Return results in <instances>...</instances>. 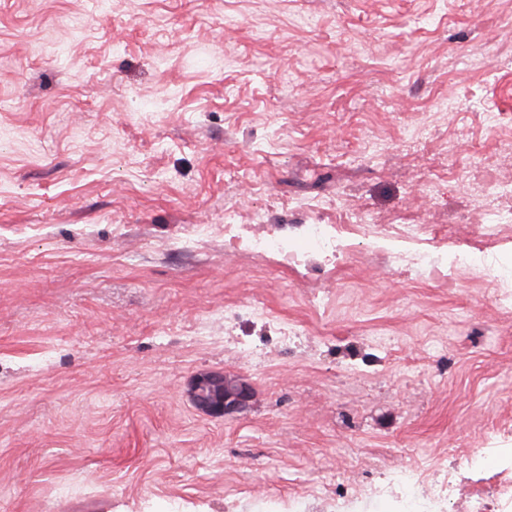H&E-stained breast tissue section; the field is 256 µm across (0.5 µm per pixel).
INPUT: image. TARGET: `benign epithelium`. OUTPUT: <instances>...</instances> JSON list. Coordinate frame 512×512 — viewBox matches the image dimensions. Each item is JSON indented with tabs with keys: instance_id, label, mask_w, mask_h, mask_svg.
Segmentation results:
<instances>
[{
	"instance_id": "1",
	"label": "benign epithelium",
	"mask_w": 512,
	"mask_h": 512,
	"mask_svg": "<svg viewBox=\"0 0 512 512\" xmlns=\"http://www.w3.org/2000/svg\"><path fill=\"white\" fill-rule=\"evenodd\" d=\"M190 396L194 405L207 415L224 418L247 406L252 388L237 375L214 371L196 377Z\"/></svg>"
}]
</instances>
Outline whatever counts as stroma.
I'll use <instances>...</instances> for the list:
<instances>
[{
    "mask_svg": "<svg viewBox=\"0 0 512 512\" xmlns=\"http://www.w3.org/2000/svg\"><path fill=\"white\" fill-rule=\"evenodd\" d=\"M489 177L512 0H0V512H404L437 468L438 512H507L512 313L391 255L420 224L511 287ZM360 213L340 262L304 236ZM256 222L308 263L225 252ZM190 396L194 405L207 415L224 418L247 406L252 388L237 375L214 371L196 377Z\"/></svg>",
    "mask_w": 512,
    "mask_h": 512,
    "instance_id": "35a3bbf8",
    "label": "stroma"
}]
</instances>
